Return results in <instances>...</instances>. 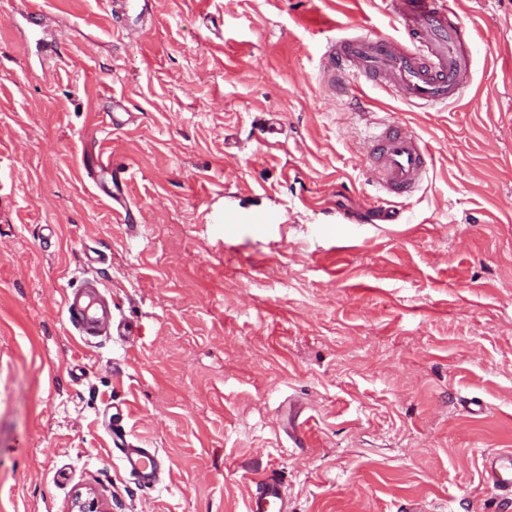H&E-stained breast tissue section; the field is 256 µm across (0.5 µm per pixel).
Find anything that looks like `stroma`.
<instances>
[{"instance_id":"obj_1","label":"stroma","mask_w":512,"mask_h":512,"mask_svg":"<svg viewBox=\"0 0 512 512\" xmlns=\"http://www.w3.org/2000/svg\"><path fill=\"white\" fill-rule=\"evenodd\" d=\"M458 3L472 79L431 106L321 83L401 38L388 0H149L137 45L112 0H0V512H246L269 472L289 512H512V0ZM385 120L433 154L393 221ZM87 278L121 332L86 346ZM97 284L100 283L87 280L63 298L69 322L85 340L107 334L112 328V308L98 298ZM121 446L119 450L123 465L143 483L153 485L160 471V461L156 451L139 448L126 441H123ZM483 475L486 484L498 492V496L512 502V450H489L483 453ZM67 512H109L106 500L96 491H75Z\"/></svg>"}]
</instances>
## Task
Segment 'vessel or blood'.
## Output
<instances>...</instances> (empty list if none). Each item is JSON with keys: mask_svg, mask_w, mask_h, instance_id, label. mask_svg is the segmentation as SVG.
Here are the masks:
<instances>
[{"mask_svg": "<svg viewBox=\"0 0 512 512\" xmlns=\"http://www.w3.org/2000/svg\"><path fill=\"white\" fill-rule=\"evenodd\" d=\"M390 8L403 29V39L353 36L330 43L324 55L323 82L332 86L350 76L411 103L437 104L456 98L468 85L471 69L462 52L470 32L455 21V8L448 0H390ZM362 157L368 173L394 198L411 195L432 161L423 139L395 121L365 141ZM63 306L82 339L103 335L112 327V309L100 301L96 282H84L67 293ZM121 459L143 483L157 481L156 452L126 442ZM483 475L502 500L512 502L511 449L484 452ZM248 512H288L286 491L275 475L257 482Z\"/></svg>", "mask_w": 512, "mask_h": 512, "instance_id": "b4317fda", "label": "vessel or blood"}]
</instances>
